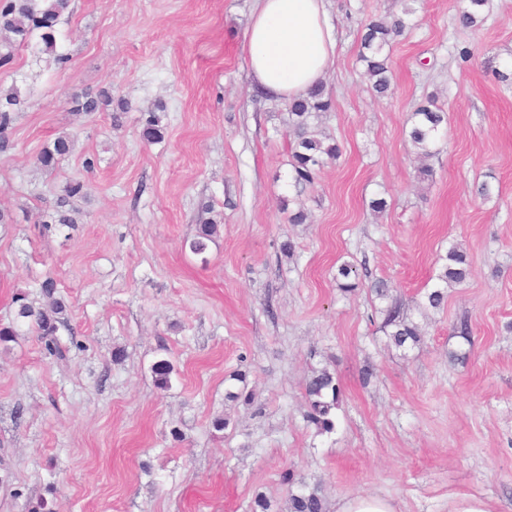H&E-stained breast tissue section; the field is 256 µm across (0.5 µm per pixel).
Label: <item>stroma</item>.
<instances>
[{"label":"stroma","instance_id":"stroma-1","mask_svg":"<svg viewBox=\"0 0 512 512\" xmlns=\"http://www.w3.org/2000/svg\"><path fill=\"white\" fill-rule=\"evenodd\" d=\"M255 6L71 0L59 25L70 64L21 50L0 71L24 101L0 155L12 218L0 224V327L16 291L43 302L49 276L67 305L57 352L28 331L0 344V512L40 499L53 512H255L260 495L288 512L290 494L314 488L325 512L364 494L397 512H448L463 496L512 512V0H487L470 29L457 0H326L333 107L307 123L342 154L310 184L294 180L287 101L249 74ZM406 7L382 96L360 59L364 26ZM103 88L128 109L70 112ZM430 99L448 124L424 159L408 130ZM159 103L164 138L149 143ZM61 133L74 151L46 172L36 157ZM69 179L85 185L76 223L39 224ZM484 181L486 199L474 193ZM207 205L224 222L198 256L189 242ZM453 246L470 274L425 307ZM393 302L419 344H393ZM162 359L174 365L165 391ZM322 370L341 388L329 434L306 419L305 384Z\"/></svg>","mask_w":512,"mask_h":512}]
</instances>
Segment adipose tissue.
<instances>
[{
    "label": "adipose tissue",
    "instance_id": "1",
    "mask_svg": "<svg viewBox=\"0 0 512 512\" xmlns=\"http://www.w3.org/2000/svg\"><path fill=\"white\" fill-rule=\"evenodd\" d=\"M251 75L269 96L306 97L336 54L325 0H258L246 33Z\"/></svg>",
    "mask_w": 512,
    "mask_h": 512
}]
</instances>
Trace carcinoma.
<instances>
[{
    "instance_id": "cac0c4a2",
    "label": "carcinoma",
    "mask_w": 512,
    "mask_h": 512,
    "mask_svg": "<svg viewBox=\"0 0 512 512\" xmlns=\"http://www.w3.org/2000/svg\"><path fill=\"white\" fill-rule=\"evenodd\" d=\"M485 4L486 0H460L459 24L464 28L478 26ZM68 7L69 0H0V69L13 68L15 53L19 49L28 50L37 57L42 54L51 55L57 64L65 65L69 61V56L57 51V42L60 36L61 17ZM410 13L411 10L406 9L401 17H395L390 21H373L368 24L363 36L362 60L366 64L367 74L373 80L374 90L380 94L388 91L391 85L388 56L384 54L385 47L403 35L407 28L405 16ZM21 104L22 99L17 88L0 89V152L11 148L7 131ZM111 104L112 93L107 90H100L95 94L86 92L70 100V110L78 114H91L103 112ZM289 108L297 134L291 162L294 179L298 183H311L318 170L340 154V147L336 142L318 137L317 134L308 131L307 127L308 115L329 110L331 101L325 98L324 89L317 86L306 98L291 101ZM446 122V113L436 107L433 101L429 100L417 106L413 112L408 137L419 154L429 156L433 153L437 138ZM142 136L148 142L163 139L160 119L155 113H150L146 118ZM71 151L72 141L66 136H59L40 151L36 161L45 169L55 170ZM82 191L83 184L80 181H67L58 208L52 213H44L41 216V223H75L71 211L65 209V206L68 199L81 195ZM218 229L219 224L215 218H202L197 234L190 242V250L197 255L205 253L208 242L217 235ZM469 273L466 255L453 247L448 250L446 263L438 275V280L446 285L462 283ZM42 288L46 300L39 305L30 301L28 295L22 291L13 295L12 302L16 305L15 319L12 325L0 328V343L12 341L14 336L18 335V327L25 326L44 339L48 349L56 348L57 323L61 322L65 305L62 300L54 297L56 285L53 279H46L42 283ZM384 326L392 328L390 338L397 347L421 341L418 327L404 316L403 310L396 304L386 309ZM153 372L158 387H169L173 366L168 360L157 361ZM339 395L340 387L332 374L324 370L312 376L306 383L309 406L307 421L322 432L333 431L334 422L330 414L338 404ZM290 504V512H324V501L316 488L299 495H290Z\"/></svg>"
}]
</instances>
